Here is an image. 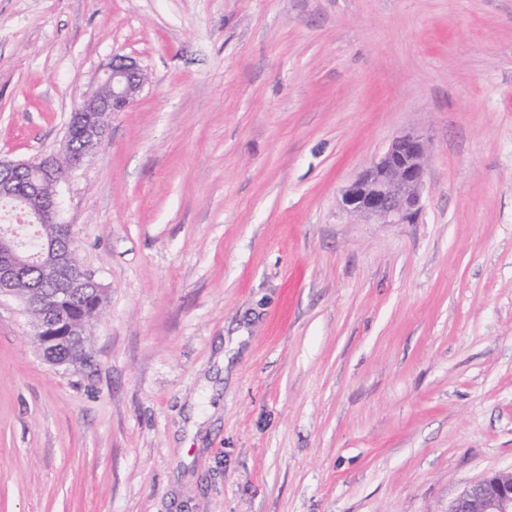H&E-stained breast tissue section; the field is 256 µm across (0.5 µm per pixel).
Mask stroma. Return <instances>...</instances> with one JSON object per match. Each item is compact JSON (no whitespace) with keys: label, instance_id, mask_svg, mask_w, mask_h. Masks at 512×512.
Here are the masks:
<instances>
[{"label":"stroma","instance_id":"35a3bbf8","mask_svg":"<svg viewBox=\"0 0 512 512\" xmlns=\"http://www.w3.org/2000/svg\"><path fill=\"white\" fill-rule=\"evenodd\" d=\"M116 54L148 82L59 212L91 362L0 298V512H448L512 470V0H0V158ZM411 133L419 214H349ZM31 327L39 351L49 363L52 365L86 364L87 360L80 339L82 334L72 327L65 314L50 312L43 320Z\"/></svg>","mask_w":512,"mask_h":512}]
</instances>
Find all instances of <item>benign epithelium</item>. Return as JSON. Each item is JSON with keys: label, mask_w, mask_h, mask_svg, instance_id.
I'll use <instances>...</instances> for the list:
<instances>
[{"label": "benign epithelium", "mask_w": 512, "mask_h": 512, "mask_svg": "<svg viewBox=\"0 0 512 512\" xmlns=\"http://www.w3.org/2000/svg\"><path fill=\"white\" fill-rule=\"evenodd\" d=\"M145 82L144 70L135 58L113 55L101 71L96 89L72 113L67 128L69 144L63 153L36 161L0 160V197L20 198L36 224L57 225L53 241L42 239L38 229L31 230L27 243L21 242L15 232H0V297L18 296L14 288L17 277L35 264L69 287L83 283L100 287L84 267L67 263L57 248L60 241L73 242L68 225L57 222V188L100 147L111 114L129 108ZM73 140L79 147H73ZM425 156L426 144L421 136L396 138L384 155L344 190V207L382 224L409 222L420 209ZM31 170L36 176L29 178L23 192H17L12 176ZM32 331L39 351L49 363H86L81 333L66 315L50 312L32 325ZM448 512H512V471L493 474L466 487Z\"/></svg>", "instance_id": "7a95c632"}]
</instances>
